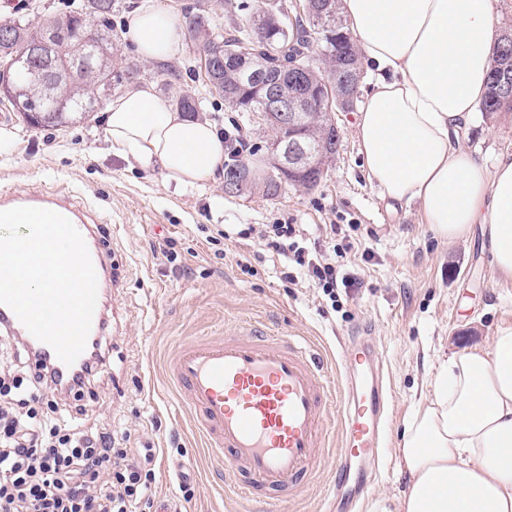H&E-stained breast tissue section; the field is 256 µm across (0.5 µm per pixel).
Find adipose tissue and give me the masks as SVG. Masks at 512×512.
<instances>
[{
  "label": "adipose tissue",
  "mask_w": 512,
  "mask_h": 512,
  "mask_svg": "<svg viewBox=\"0 0 512 512\" xmlns=\"http://www.w3.org/2000/svg\"><path fill=\"white\" fill-rule=\"evenodd\" d=\"M496 4L342 0V11L379 75L356 123L369 180L389 200L418 202L441 239L482 225L497 272L512 277V154L489 171L459 145L486 92ZM124 38L151 60L182 50L177 22L157 0H140ZM104 116L113 154L160 170L175 189L221 179L216 128L175 111L152 85L112 97ZM400 453L409 486L396 512H512V328L490 350L466 349L439 366Z\"/></svg>",
  "instance_id": "ef3b65f1"
}]
</instances>
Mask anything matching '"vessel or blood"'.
Masks as SVG:
<instances>
[{"instance_id":"1","label":"vessel or blood","mask_w":512,"mask_h":512,"mask_svg":"<svg viewBox=\"0 0 512 512\" xmlns=\"http://www.w3.org/2000/svg\"><path fill=\"white\" fill-rule=\"evenodd\" d=\"M20 206L68 218L82 234L96 271L98 301L91 329L84 352L72 365L61 362L9 307L0 305V331L20 338L31 357L47 366L58 384L69 387L100 350L110 321L104 302L108 250L102 226L66 190L28 194L0 189V210ZM341 364L345 375L334 392L310 342L265 335L241 323L221 336L181 342L165 372L184 397L207 450L223 461L236 493L258 503L300 489L324 456V422L333 406L340 408L344 422L337 481H344L348 460H364L374 469L383 465L389 395L381 363L374 348L362 344L347 350Z\"/></svg>"}]
</instances>
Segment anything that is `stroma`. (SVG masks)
Instances as JSON below:
<instances>
[{"instance_id": "35a3bbf8", "label": "stroma", "mask_w": 512, "mask_h": 512, "mask_svg": "<svg viewBox=\"0 0 512 512\" xmlns=\"http://www.w3.org/2000/svg\"><path fill=\"white\" fill-rule=\"evenodd\" d=\"M118 54L119 90L139 82L171 100L195 97L199 120L220 131L240 125L256 147L253 161L266 167L268 131L244 124L241 113L206 92L189 50L168 61H147L121 41ZM129 63L141 66L138 80L127 79ZM336 120L340 145L327 175L313 189L288 187L270 200L226 195L220 181L175 190L163 172L141 170L112 154L102 112L32 127L0 102V128L14 135L0 151V188L77 191L116 231L111 245L122 285L109 296L119 314L116 358L83 403L88 425L129 431L132 445L155 448L157 500H175L186 478L195 488L188 512H249L246 501L226 488L223 465L209 456L166 380L165 361L183 339L256 319L271 331L313 340L325 374L337 382L344 347L356 337L374 342L392 392V449L356 512H376L381 503L395 508L407 486L398 448L406 420L429 393V368L462 349L488 348L499 329L512 327V278L496 273L480 228L450 243L424 224L418 203L385 199L366 175L355 113H337ZM460 146L494 167L499 155L512 153V111L491 121L474 113ZM279 222L305 225L315 237L328 224L360 225L361 245L373 258L347 256L344 269L357 274L361 287L337 289L328 299L306 280L282 281L280 261L271 256L255 262L253 274L242 273L239 262L252 260L262 245L254 236L241 242L240 231ZM169 244L178 254L173 263L163 254ZM331 445L313 478L287 501L269 503L270 512H328L340 432H333Z\"/></svg>"}]
</instances>
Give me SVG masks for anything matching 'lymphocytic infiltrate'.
<instances>
[{
  "instance_id": "obj_1",
  "label": "lymphocytic infiltrate",
  "mask_w": 512,
  "mask_h": 512,
  "mask_svg": "<svg viewBox=\"0 0 512 512\" xmlns=\"http://www.w3.org/2000/svg\"><path fill=\"white\" fill-rule=\"evenodd\" d=\"M260 238L283 257L288 283L306 275L331 300L337 287L358 285L337 276V259L356 244L340 225L311 241L302 225L269 224ZM13 343L0 338V512H164L151 493L153 449L133 447L130 433L86 426L85 381L70 388L72 405L61 403L48 368L19 360Z\"/></svg>"
}]
</instances>
